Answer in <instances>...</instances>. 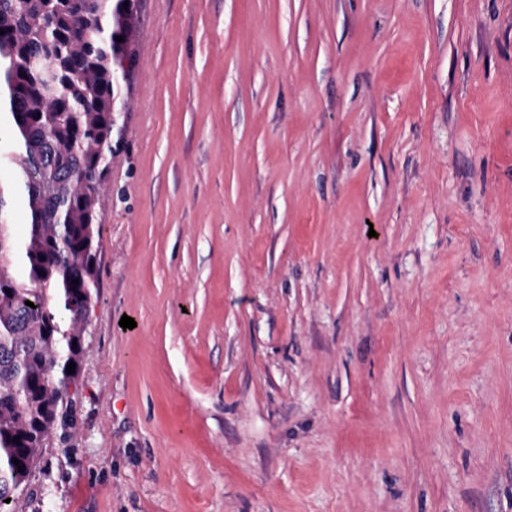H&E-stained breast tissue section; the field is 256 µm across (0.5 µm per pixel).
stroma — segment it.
<instances>
[{
    "instance_id": "35a3bbf8",
    "label": "stroma",
    "mask_w": 512,
    "mask_h": 512,
    "mask_svg": "<svg viewBox=\"0 0 512 512\" xmlns=\"http://www.w3.org/2000/svg\"><path fill=\"white\" fill-rule=\"evenodd\" d=\"M134 51L21 512H512V0H143Z\"/></svg>"
}]
</instances>
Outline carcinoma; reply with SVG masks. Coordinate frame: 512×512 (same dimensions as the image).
Returning a JSON list of instances; mask_svg holds the SVG:
<instances>
[{
	"mask_svg": "<svg viewBox=\"0 0 512 512\" xmlns=\"http://www.w3.org/2000/svg\"><path fill=\"white\" fill-rule=\"evenodd\" d=\"M139 4L0 0V512H18L43 449L73 425Z\"/></svg>",
	"mask_w": 512,
	"mask_h": 512,
	"instance_id": "obj_1",
	"label": "carcinoma"
}]
</instances>
